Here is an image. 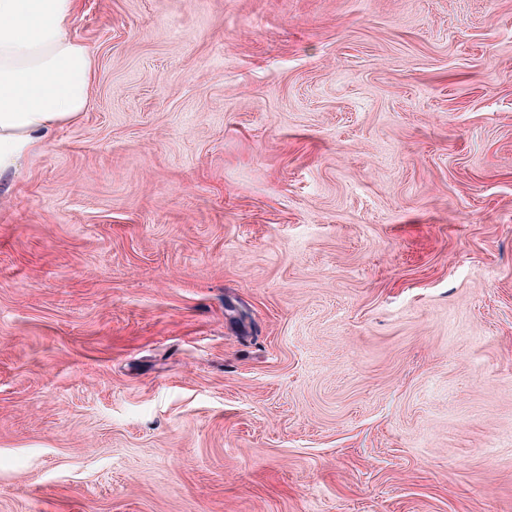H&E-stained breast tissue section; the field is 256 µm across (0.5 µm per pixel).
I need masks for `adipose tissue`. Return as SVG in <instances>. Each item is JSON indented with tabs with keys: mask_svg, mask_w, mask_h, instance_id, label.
Listing matches in <instances>:
<instances>
[{
	"mask_svg": "<svg viewBox=\"0 0 512 512\" xmlns=\"http://www.w3.org/2000/svg\"><path fill=\"white\" fill-rule=\"evenodd\" d=\"M77 0H0V180L89 105L94 56L72 30Z\"/></svg>",
	"mask_w": 512,
	"mask_h": 512,
	"instance_id": "obj_1",
	"label": "adipose tissue"
}]
</instances>
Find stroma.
Here are the masks:
<instances>
[{
    "mask_svg": "<svg viewBox=\"0 0 512 512\" xmlns=\"http://www.w3.org/2000/svg\"><path fill=\"white\" fill-rule=\"evenodd\" d=\"M0 183V512H512V0H78Z\"/></svg>",
    "mask_w": 512,
    "mask_h": 512,
    "instance_id": "1",
    "label": "stroma"
}]
</instances>
